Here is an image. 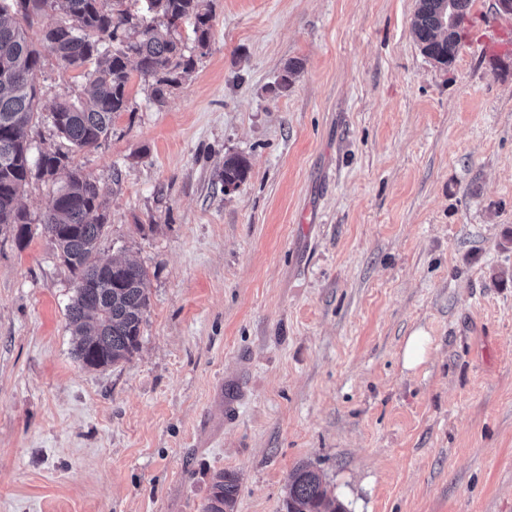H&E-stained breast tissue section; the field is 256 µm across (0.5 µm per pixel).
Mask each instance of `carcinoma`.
<instances>
[{
	"mask_svg": "<svg viewBox=\"0 0 512 512\" xmlns=\"http://www.w3.org/2000/svg\"><path fill=\"white\" fill-rule=\"evenodd\" d=\"M203 0H0V230L23 238L30 221L19 193L32 170L53 181L66 174L42 222V232L56 244L75 280L67 318L75 336L73 352L88 367L102 368L127 359L140 344L149 306L147 270L129 259H97L108 221L100 186L70 167L69 155L45 150L31 160L27 130L38 114V73L42 50L65 69L84 78L83 97L55 103L49 117L59 136L75 149L98 147L110 132L113 117L128 108L131 72H137L162 104L195 67L194 53L210 45L212 16ZM447 0H417L411 33L421 52L440 66L451 63L460 34L442 36ZM63 19L43 29L41 46L28 29L47 10ZM194 19L192 45L175 36L178 23ZM249 173L248 161L224 159L222 186L239 187ZM286 512H345L321 474L308 464L295 466L285 486ZM237 476L216 475L203 512H234Z\"/></svg>",
	"mask_w": 512,
	"mask_h": 512,
	"instance_id": "carcinoma-1",
	"label": "carcinoma"
}]
</instances>
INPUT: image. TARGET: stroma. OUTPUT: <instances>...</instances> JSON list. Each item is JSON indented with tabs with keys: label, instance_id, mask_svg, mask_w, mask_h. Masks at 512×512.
Instances as JSON below:
<instances>
[{
	"label": "stroma",
	"instance_id": "1",
	"mask_svg": "<svg viewBox=\"0 0 512 512\" xmlns=\"http://www.w3.org/2000/svg\"><path fill=\"white\" fill-rule=\"evenodd\" d=\"M416 3L205 0L164 105L135 76L100 147L31 128L102 187L98 257L142 265L149 307L127 360L75 357L31 175V236L0 233V512H202L222 470L235 512H285L300 463L347 512H512V51L482 50L512 16L471 0L444 69ZM82 85L44 54L43 109ZM249 173L248 161L240 155L228 156L224 159V170L221 174V183L225 192L234 191L232 186L237 189L247 178ZM430 338L423 330H417L408 336L404 351L403 362L408 369H414L424 361Z\"/></svg>",
	"mask_w": 512,
	"mask_h": 512
}]
</instances>
